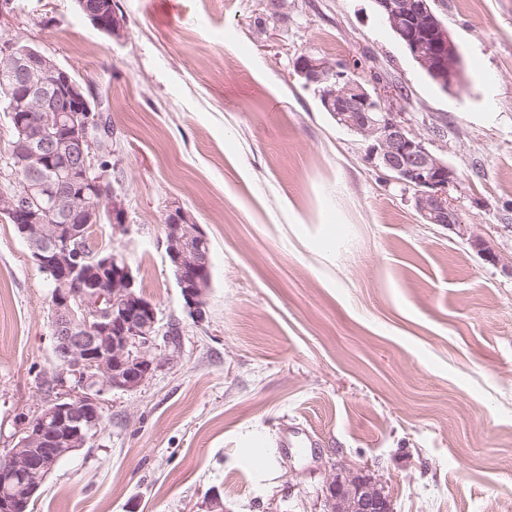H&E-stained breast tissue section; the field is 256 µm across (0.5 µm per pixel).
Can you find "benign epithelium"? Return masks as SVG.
Instances as JSON below:
<instances>
[{
	"instance_id": "7a95c632",
	"label": "benign epithelium",
	"mask_w": 512,
	"mask_h": 512,
	"mask_svg": "<svg viewBox=\"0 0 512 512\" xmlns=\"http://www.w3.org/2000/svg\"><path fill=\"white\" fill-rule=\"evenodd\" d=\"M432 0H375L396 39L443 89L462 78L461 55ZM81 11L100 32L120 36L125 22L115 12L96 11L79 0ZM12 0L0 3V71L19 78L7 91L4 111L18 131L10 155L29 175L20 193H0V217L14 224L33 262L54 285L50 330L59 363L54 385L69 387L42 413L24 424L19 443L0 459V482L21 479L13 494L0 495V512H18L22 501L41 487L59 460L84 447L100 428V396L107 390L132 391L155 367L152 349L159 335L156 306L135 289L127 261L117 254L89 262L83 253L90 227L107 218L115 232L127 231V213L96 164L100 136L95 99L69 70L33 45L14 36L6 24ZM297 75L317 88L321 105L336 123L374 141L378 167L413 191L416 211L427 224L463 227L448 197L457 174L432 153L424 139L394 111L392 94L369 90L360 77L328 61L304 55ZM73 103L55 110L56 97ZM57 177H45L52 163ZM166 253L185 306L204 319V298L211 282L207 238L184 210L166 215ZM62 433L64 448L44 443ZM323 512H392L383 487L366 464L327 480Z\"/></svg>"
}]
</instances>
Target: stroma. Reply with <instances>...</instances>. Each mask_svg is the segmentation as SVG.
<instances>
[{
  "mask_svg": "<svg viewBox=\"0 0 512 512\" xmlns=\"http://www.w3.org/2000/svg\"><path fill=\"white\" fill-rule=\"evenodd\" d=\"M123 37L76 0H12L10 28L112 121L127 234L97 224L158 309L157 364L104 392L103 423L33 512H322L367 463L394 512H493L512 498V0H437L463 79L442 91L374 0H114ZM312 54L397 90L458 180L456 232L422 221L371 143L295 74ZM205 233L203 322L165 245L169 210ZM481 236L490 262L468 238ZM48 282L0 221V456L56 396ZM177 329L175 340L167 330ZM81 11L92 22L93 26L100 32L119 37L124 31L125 22L115 11L109 12L95 11L89 6L86 0L77 1Z\"/></svg>",
  "mask_w": 512,
  "mask_h": 512,
  "instance_id": "35a3bbf8",
  "label": "stroma"
}]
</instances>
